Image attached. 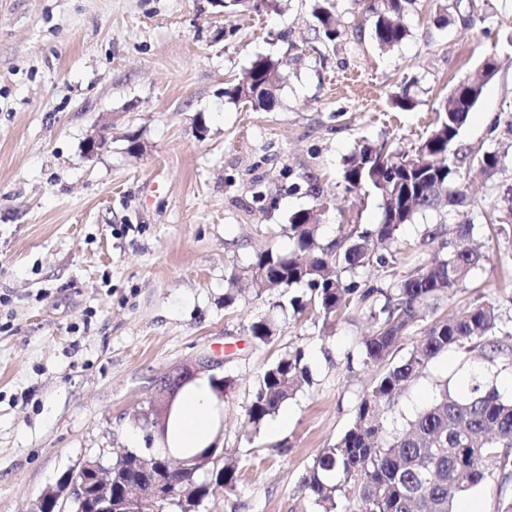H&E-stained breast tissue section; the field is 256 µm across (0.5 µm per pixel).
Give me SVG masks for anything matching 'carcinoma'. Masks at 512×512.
Wrapping results in <instances>:
<instances>
[{"label":"carcinoma","instance_id":"carcinoma-1","mask_svg":"<svg viewBox=\"0 0 512 512\" xmlns=\"http://www.w3.org/2000/svg\"><path fill=\"white\" fill-rule=\"evenodd\" d=\"M418 0H381L372 24L377 47L388 52L407 36L400 18ZM315 31L332 41L338 31L329 10L312 6ZM281 62L270 55L253 60L244 77L224 89L230 100L270 109L284 82ZM483 92V84L460 81L441 102L429 133L408 150L391 142H363L344 161L342 180L349 191L370 189L382 202V219L371 227L340 224L333 241L317 238L319 213L301 210L285 229L294 250L255 254L245 269L262 289L276 294L274 307L286 315L311 308L320 332L328 329L353 303L368 305L372 323L361 338L362 364L379 373L362 394L351 425L334 444L319 453L302 481L316 512H457V504L479 486L495 481L500 491L512 486V401L504 399L481 374L471 378L467 392L457 395L441 385L438 396L411 418L396 420V408L408 387L426 374L430 364L450 349L479 352L489 363L512 357V324L496 301L481 295L452 313L438 302L462 287L479 267L482 253L469 246L474 223L483 218L496 235L512 237V187L495 199L494 177L505 169L508 151H485L460 157L455 144ZM465 163L475 165L485 181L468 192L455 188ZM491 208L472 212L452 229V238L438 243L426 260L399 257L397 242L403 225L417 214L446 208L461 211L478 201ZM407 266L401 277L393 269ZM376 267L388 274L379 285L361 287L358 276ZM303 289V295L290 293ZM278 331L271 316L252 321L246 332L258 343L273 342ZM298 348L285 352L256 376L245 405L244 437L259 433L281 405L310 383ZM211 458L208 467L199 462ZM166 455L130 450L112 462V496L124 500L131 485L149 487L164 480ZM241 459L209 448L182 462L175 479L193 476L197 504L212 485L237 487Z\"/></svg>","mask_w":512,"mask_h":512}]
</instances>
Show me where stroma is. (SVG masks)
Returning <instances> with one entry per match:
<instances>
[{
	"label": "stroma",
	"mask_w": 512,
	"mask_h": 512,
	"mask_svg": "<svg viewBox=\"0 0 512 512\" xmlns=\"http://www.w3.org/2000/svg\"><path fill=\"white\" fill-rule=\"evenodd\" d=\"M379 2L328 0L330 42L314 33L311 0L231 14L214 0H0V512H32L86 459L147 451L141 413L161 380L206 362L236 381L222 445L241 469L235 491L215 489L199 512H312L303 477L376 374L359 356L367 309L350 305L326 337L309 314L282 317L259 344L245 328L275 297L243 279L225 306L230 271L257 250H292L283 228L303 209L321 211L324 243L339 225L379 223L378 199L345 190L344 159L364 139L413 145L488 59L498 71L457 147L512 144V0H420L387 53L370 39ZM260 54L286 76L267 111L224 95ZM403 90L413 109L393 105ZM104 125L109 149L85 154ZM439 223L418 214L402 252L431 257L425 234ZM473 243L485 260L448 310L485 295L512 316V239L479 225ZM298 348L310 385L246 442L254 376ZM477 372L512 397L511 363L451 351L402 413L439 382L464 392Z\"/></svg>",
	"instance_id": "35a3bbf8"
}]
</instances>
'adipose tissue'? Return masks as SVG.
<instances>
[{
    "label": "adipose tissue",
    "mask_w": 512,
    "mask_h": 512,
    "mask_svg": "<svg viewBox=\"0 0 512 512\" xmlns=\"http://www.w3.org/2000/svg\"><path fill=\"white\" fill-rule=\"evenodd\" d=\"M224 432V403L209 375L197 376L171 401L156 446L175 459H187L218 445Z\"/></svg>",
    "instance_id": "1"
}]
</instances>
